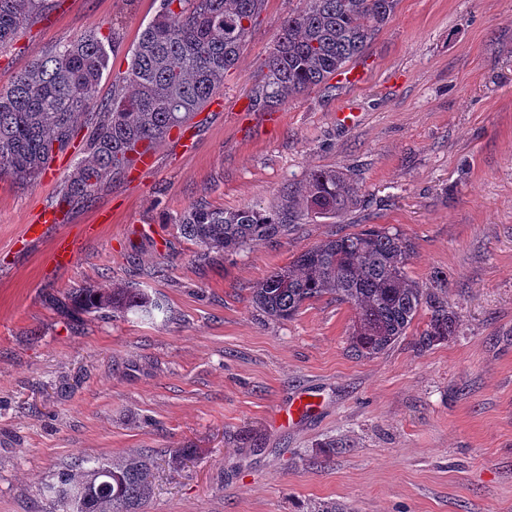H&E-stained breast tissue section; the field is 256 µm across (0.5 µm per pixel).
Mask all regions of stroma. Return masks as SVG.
I'll list each match as a JSON object with an SVG mask.
<instances>
[{
    "label": "stroma",
    "instance_id": "1",
    "mask_svg": "<svg viewBox=\"0 0 512 512\" xmlns=\"http://www.w3.org/2000/svg\"><path fill=\"white\" fill-rule=\"evenodd\" d=\"M160 2L62 0L0 49V90L108 22L121 38L112 72H124ZM300 6L267 0L190 129L192 150L162 142L145 181L72 207L73 267L49 264L52 236L14 247L69 167L0 181V512H58L39 495L58 468L136 455L154 460L145 512H512V0H400L354 61L361 85L292 97L273 124L239 102ZM343 110L355 126L337 121ZM313 168L346 170L359 203L233 254L179 230L194 203L266 207ZM373 225L411 241L406 270L420 285L447 278L458 336L419 350L423 309L384 353L358 358L350 304L326 295L285 321L255 307L272 271ZM119 282L162 300L168 320L58 306L72 289ZM301 389L320 407L273 428L272 411Z\"/></svg>",
    "mask_w": 512,
    "mask_h": 512
}]
</instances>
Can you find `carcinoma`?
Returning <instances> with one entry per match:
<instances>
[{"mask_svg": "<svg viewBox=\"0 0 512 512\" xmlns=\"http://www.w3.org/2000/svg\"><path fill=\"white\" fill-rule=\"evenodd\" d=\"M288 15L275 47L248 95L256 112L320 86L363 53L395 14L399 0H302ZM51 0H0V47L41 19ZM265 0H162L129 51L127 69L112 81V99H97L109 70L116 31L101 26L33 62L0 91V179L35 180L58 154L82 156L63 197L73 204L124 179L139 145L148 148L198 115L234 69ZM358 188L336 169H313L292 181L271 208L233 211L195 204L178 220L182 234L207 250L232 253L273 239L314 215L332 218L357 204ZM412 245L400 232L374 226L337 235L299 253L253 290L256 308L275 320L292 318L305 302L329 294L355 310L351 351L371 357L411 326L419 309L430 317L417 339L429 349L457 335L442 281L420 287L406 266ZM76 312L93 316L167 318L163 302L126 284L78 288L68 294ZM152 488L149 460L77 464L43 487L60 512H142Z\"/></svg>", "mask_w": 512, "mask_h": 512, "instance_id": "1", "label": "carcinoma"}]
</instances>
